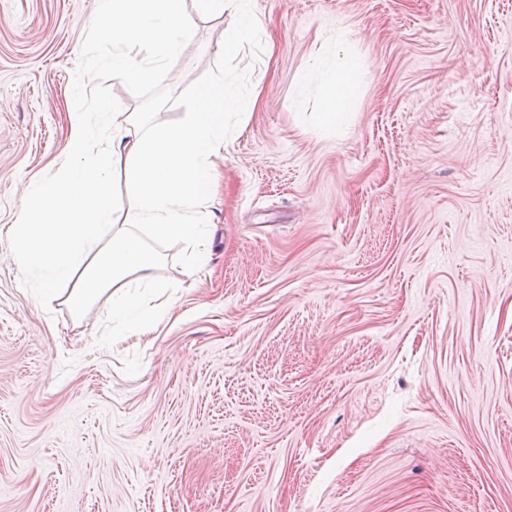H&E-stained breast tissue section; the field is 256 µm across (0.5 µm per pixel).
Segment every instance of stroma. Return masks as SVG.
<instances>
[{"mask_svg": "<svg viewBox=\"0 0 512 512\" xmlns=\"http://www.w3.org/2000/svg\"><path fill=\"white\" fill-rule=\"evenodd\" d=\"M97 2L0 0V512H512V0H252L254 113L146 336L12 244ZM185 3L175 96L234 23ZM359 66L352 56H340L329 77L334 90L325 101L324 112H319L323 124L340 125L345 121L356 95L354 73Z\"/></svg>", "mask_w": 512, "mask_h": 512, "instance_id": "1", "label": "stroma"}]
</instances>
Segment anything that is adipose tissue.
I'll use <instances>...</instances> for the list:
<instances>
[{"label": "adipose tissue", "mask_w": 512, "mask_h": 512, "mask_svg": "<svg viewBox=\"0 0 512 512\" xmlns=\"http://www.w3.org/2000/svg\"><path fill=\"white\" fill-rule=\"evenodd\" d=\"M357 68L352 56H340L329 77L334 90L319 115L322 123L345 121ZM249 109L218 80L199 92L195 110L178 122L150 125L136 115L102 142L91 114L73 110L70 166L33 184L22 201L13 228L19 268L38 272L48 294L59 281H72L64 302L75 314L106 297L113 313L132 317L136 330H149L156 321L152 298L166 284L156 275L162 256L145 240L182 243L192 259L205 253L204 218L216 176L212 158L224 143V114L232 110L244 120ZM116 172L134 204L121 224L114 219Z\"/></svg>", "instance_id": "adipose-tissue-1"}]
</instances>
